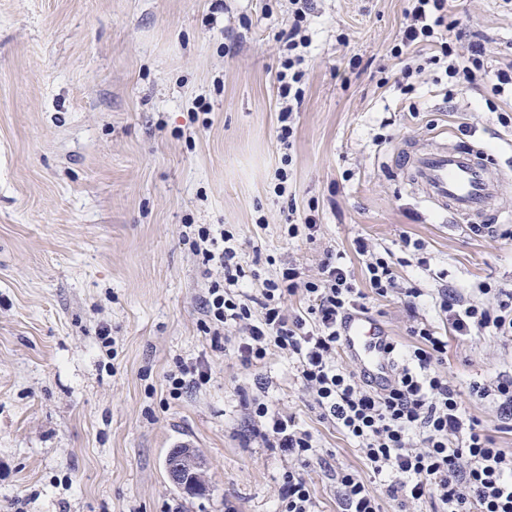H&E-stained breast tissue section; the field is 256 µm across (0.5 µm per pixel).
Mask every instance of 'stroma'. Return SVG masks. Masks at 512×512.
Here are the masks:
<instances>
[{
  "mask_svg": "<svg viewBox=\"0 0 512 512\" xmlns=\"http://www.w3.org/2000/svg\"><path fill=\"white\" fill-rule=\"evenodd\" d=\"M407 6L314 0L286 199L271 179L288 0H0V512H274L287 462L242 434L238 388L259 372L317 436L307 477L319 512H338L329 470L362 469L352 443L287 359L248 370L199 332L208 279L181 232L224 225L264 278L335 250L363 279L353 243L367 238L401 285L423 289L418 314L441 332L437 289H512V222L473 233L391 164L402 143L446 133L512 167V125L498 119L512 97L453 85L431 46L394 55ZM448 19L489 69L512 62V0H448ZM407 63L424 67L409 93ZM291 206L318 224L315 242L284 233ZM369 308L407 341L398 295ZM190 358L211 380L171 399L166 376ZM511 367L512 343L490 331L449 339L462 384ZM181 447L202 453L207 495L168 478Z\"/></svg>",
  "mask_w": 512,
  "mask_h": 512,
  "instance_id": "obj_1",
  "label": "stroma"
}]
</instances>
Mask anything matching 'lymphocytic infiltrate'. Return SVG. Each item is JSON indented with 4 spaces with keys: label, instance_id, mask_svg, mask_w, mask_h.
Instances as JSON below:
<instances>
[{
    "label": "lymphocytic infiltrate",
    "instance_id": "lymphocytic-infiltrate-1",
    "mask_svg": "<svg viewBox=\"0 0 512 512\" xmlns=\"http://www.w3.org/2000/svg\"><path fill=\"white\" fill-rule=\"evenodd\" d=\"M288 4L293 22L278 36L283 55L276 75L281 100L277 137L285 145L304 101L312 0ZM447 25L448 0H410L401 43L435 47L430 62L444 67L452 82L472 84L491 76L494 94L512 93V62L488 72L483 46L474 44L468 54H459L443 36ZM182 237L210 276L200 332L231 343L245 367L274 353L292 359L320 418L354 443L378 478L374 488L350 467L333 469L342 512H381L383 496L395 503L397 512H416L424 503L433 512H512V450L498 447L482 422L463 411L461 387L443 370L447 337L438 335L432 324L415 321L409 327L411 344L392 341L395 378L380 390L341 360L340 325L349 312L367 311L369 296L402 290L412 312L422 302L423 289L400 288L390 254L356 240L355 251L365 266L361 284L343 253L330 251L316 271L291 262L276 277L263 279L245 269L242 244L223 225L188 227ZM295 296L303 306L293 312L287 301ZM435 304L457 336L488 329L512 341L511 288L485 282L473 295L442 288ZM254 386L255 394L243 400L245 429L288 460L278 478V512H316L306 470L320 457L318 439L296 416L274 408L266 378L256 377ZM471 392L490 400L503 428L512 430V370L472 384Z\"/></svg>",
    "mask_w": 512,
    "mask_h": 512
}]
</instances>
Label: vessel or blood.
<instances>
[{
  "instance_id": "b4317fda",
  "label": "vessel or blood",
  "mask_w": 512,
  "mask_h": 512,
  "mask_svg": "<svg viewBox=\"0 0 512 512\" xmlns=\"http://www.w3.org/2000/svg\"><path fill=\"white\" fill-rule=\"evenodd\" d=\"M394 165L411 190L453 219L488 226L498 221L506 171L484 148L445 140L423 146L407 141L396 151ZM341 340L344 356L365 381L377 388L393 382L389 337L378 322L363 313L347 315Z\"/></svg>"
}]
</instances>
